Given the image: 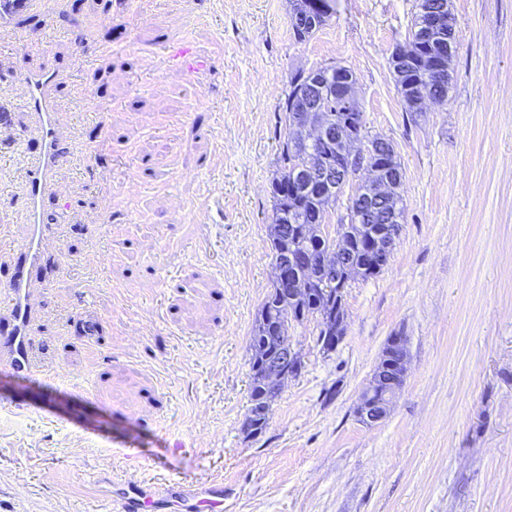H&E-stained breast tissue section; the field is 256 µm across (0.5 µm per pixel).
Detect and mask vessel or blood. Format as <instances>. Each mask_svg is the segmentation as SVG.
<instances>
[{"label": "vessel or blood", "mask_w": 512, "mask_h": 512, "mask_svg": "<svg viewBox=\"0 0 512 512\" xmlns=\"http://www.w3.org/2000/svg\"><path fill=\"white\" fill-rule=\"evenodd\" d=\"M48 8V0H0V33L10 34V25L17 18L34 12L42 14ZM165 61L190 76L213 64L212 57L196 51L192 38L186 33L169 42ZM6 80L22 90L40 148L36 154L26 155L23 163L26 194L23 215L29 233L21 242L11 244L9 274L0 279V373L26 381L44 376L54 378L57 370L36 355L40 298L48 286L44 278L35 274L34 268L42 250L58 241L51 226L40 223L39 206L44 196L62 192L55 171L57 149L67 137L68 125L49 95L53 73L43 70L11 72ZM160 503L175 506L179 512H224V481L214 478L200 484L172 475L158 485H127L115 493L113 509L114 512H154Z\"/></svg>", "instance_id": "b4317fda"}]
</instances>
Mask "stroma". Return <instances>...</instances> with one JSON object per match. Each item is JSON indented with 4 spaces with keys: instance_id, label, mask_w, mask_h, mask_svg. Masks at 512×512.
<instances>
[{
    "instance_id": "35a3bbf8",
    "label": "stroma",
    "mask_w": 512,
    "mask_h": 512,
    "mask_svg": "<svg viewBox=\"0 0 512 512\" xmlns=\"http://www.w3.org/2000/svg\"><path fill=\"white\" fill-rule=\"evenodd\" d=\"M417 0H335L297 41L288 0H60L50 52L0 47V70L55 74L70 127L46 199L69 255L47 253L43 352L63 380L0 376V512H110L115 488L157 480L124 446L182 444L168 471L224 478V512H512V0H451L448 102L408 112L389 71ZM190 31L215 55L189 78L166 67ZM112 44L109 54L95 52ZM356 77L369 135L403 170L387 267L346 290V333L316 344L250 438L249 341L274 276L268 226L281 103L300 70ZM0 242L19 240L20 166L36 145L20 91L0 85ZM99 321L97 350L62 317ZM407 338L388 417L354 413L389 336Z\"/></svg>"
}]
</instances>
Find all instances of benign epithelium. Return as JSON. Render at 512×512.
<instances>
[{"instance_id":"1","label":"benign epithelium","mask_w":512,"mask_h":512,"mask_svg":"<svg viewBox=\"0 0 512 512\" xmlns=\"http://www.w3.org/2000/svg\"><path fill=\"white\" fill-rule=\"evenodd\" d=\"M329 0H289L290 20L303 26H314L324 20L329 12ZM448 18L443 10L429 9L422 18L420 31L425 47L419 54H410L400 49L392 59L394 70L422 64L432 81L448 80V72L442 66V50L435 44V37L445 30ZM308 88L290 117L294 129L300 132L303 141L328 143L336 150V160L325 155H313L299 170L296 186L308 188L314 181L333 186L341 192L351 174H365L362 189L352 197L347 215L361 210L375 201L393 198L402 182V172L390 165L376 141L355 134L350 121L336 117L325 108V101L336 99V111L348 113L355 110V79L341 70H336V82L330 84L321 70L304 72ZM399 232L397 227L378 228L369 233L364 246L365 256L373 261L387 264L395 247ZM353 243L344 235V226L336 228V257L338 261L323 265V280L336 285V300H328L322 312L321 342L335 348L343 339L346 322L343 294L351 278L362 272L364 266L341 263L339 257L352 253ZM315 265L314 257L307 251L291 250L274 261L273 288L288 293L296 300L309 292L298 280L301 267ZM384 358L398 370V380L386 385L381 371H373L369 385L357 400L356 413L360 421L372 426L382 422L389 414L393 400L404 385L407 373L406 337L391 336L384 349ZM303 367L299 353L288 350V356L274 361L264 355L259 363L266 386L274 393L281 390L289 379L296 377Z\"/></svg>"}]
</instances>
